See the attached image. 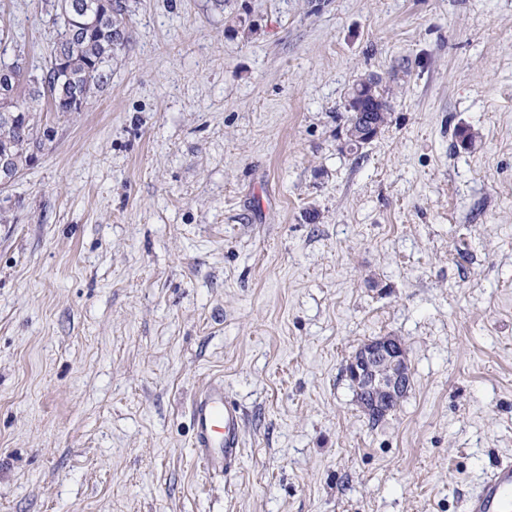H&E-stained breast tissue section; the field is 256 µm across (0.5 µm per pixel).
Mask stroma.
Segmentation results:
<instances>
[{
    "label": "stroma",
    "mask_w": 512,
    "mask_h": 512,
    "mask_svg": "<svg viewBox=\"0 0 512 512\" xmlns=\"http://www.w3.org/2000/svg\"><path fill=\"white\" fill-rule=\"evenodd\" d=\"M122 6L107 84L0 191V512H462L512 457V0ZM56 35L0 0V65ZM380 336L411 385L375 423L344 366ZM349 109L352 111L351 118L349 120L350 125L353 122V119L355 117L354 112L356 113L358 118L361 117V125H362V132H358L354 126H352V131L348 134V140L346 141V144L349 146L351 144V141H358L360 142H367L370 143L373 141L380 133L382 128L385 126L386 123H383L380 121V119L373 120L369 117H366L364 115H361L360 113L363 112L362 108L355 102L354 98L349 99ZM349 125V126H350ZM196 456L201 465L215 474H228L241 464L240 432L244 413L224 392V380L206 384L190 405Z\"/></svg>",
    "instance_id": "stroma-1"
}]
</instances>
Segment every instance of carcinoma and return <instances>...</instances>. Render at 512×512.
<instances>
[{
    "instance_id": "carcinoma-1",
    "label": "carcinoma",
    "mask_w": 512,
    "mask_h": 512,
    "mask_svg": "<svg viewBox=\"0 0 512 512\" xmlns=\"http://www.w3.org/2000/svg\"><path fill=\"white\" fill-rule=\"evenodd\" d=\"M84 12L97 11L98 0H53L55 23L58 32H64L69 21L70 3ZM122 9L105 14L100 27L80 29L73 44L62 47V64L57 70L44 67L42 73L28 76L27 99L19 101L12 96L13 110L19 117L9 122L0 116V155L11 157L16 169L22 171L33 166L32 144L39 140L40 129L46 125L43 113L35 104L47 97L56 114L68 113L69 100L77 95L87 101L106 85L112 62V51L117 41L123 39Z\"/></svg>"
}]
</instances>
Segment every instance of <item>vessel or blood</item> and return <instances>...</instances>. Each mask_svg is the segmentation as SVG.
<instances>
[{"label":"vessel or blood","mask_w":512,"mask_h":512,"mask_svg":"<svg viewBox=\"0 0 512 512\" xmlns=\"http://www.w3.org/2000/svg\"><path fill=\"white\" fill-rule=\"evenodd\" d=\"M196 456L215 474H227L241 464L240 432L244 413L226 395L224 382L211 380L190 405ZM464 512H512V458L499 461L465 500Z\"/></svg>","instance_id":"1"}]
</instances>
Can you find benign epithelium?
I'll use <instances>...</instances> for the list:
<instances>
[{"label": "benign epithelium", "mask_w": 512, "mask_h": 512, "mask_svg": "<svg viewBox=\"0 0 512 512\" xmlns=\"http://www.w3.org/2000/svg\"><path fill=\"white\" fill-rule=\"evenodd\" d=\"M15 79V66L0 67V98L7 101L12 93L6 86ZM362 131L352 130L351 141L371 142L385 123L361 116ZM19 177L10 159L0 157V188L9 186ZM345 375L356 389L359 401L366 410L378 417L386 414L399 402L410 386L411 372L408 355L402 340L397 336H383L363 344L345 365Z\"/></svg>", "instance_id": "benign-epithelium-1"}]
</instances>
